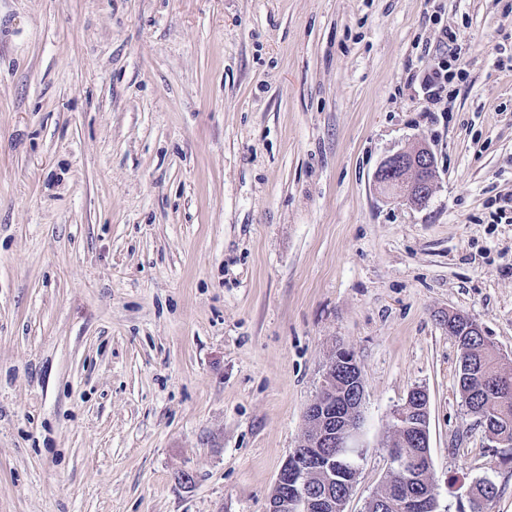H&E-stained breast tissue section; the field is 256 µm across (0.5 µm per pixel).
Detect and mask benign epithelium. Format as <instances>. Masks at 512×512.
Instances as JSON below:
<instances>
[{
  "mask_svg": "<svg viewBox=\"0 0 512 512\" xmlns=\"http://www.w3.org/2000/svg\"><path fill=\"white\" fill-rule=\"evenodd\" d=\"M436 181V161L426 145L388 156L375 175L376 185L405 201L418 203L431 195ZM364 385L354 354L339 349L322 376L320 391L309 405L305 420L312 433L300 442L283 464L268 512H345L347 494L336 495V458L332 448L343 449L348 471L358 475L363 449L356 446L361 432ZM404 403L393 411L396 434L409 436L416 448L388 449L390 472L395 476L389 496L405 501L412 512H430V495L416 492L418 474L430 466L428 433L407 420Z\"/></svg>",
  "mask_w": 512,
  "mask_h": 512,
  "instance_id": "7a95c632",
  "label": "benign epithelium"
}]
</instances>
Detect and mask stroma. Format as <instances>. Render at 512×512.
Masks as SVG:
<instances>
[{"label": "stroma", "instance_id": "obj_1", "mask_svg": "<svg viewBox=\"0 0 512 512\" xmlns=\"http://www.w3.org/2000/svg\"><path fill=\"white\" fill-rule=\"evenodd\" d=\"M420 144L430 200L391 199ZM511 194L512 0H0V512H267L339 346L345 512L417 387L439 512H512L444 321L512 367ZM449 69L448 64L443 62L442 65L439 63L437 67H432L427 72L425 83L428 89H432L430 90L432 100L440 98V91H442V88H444L445 84L451 79L452 74H449ZM436 181V161L426 145L388 156L375 175L376 185L418 205L429 198Z\"/></svg>", "mask_w": 512, "mask_h": 512}]
</instances>
